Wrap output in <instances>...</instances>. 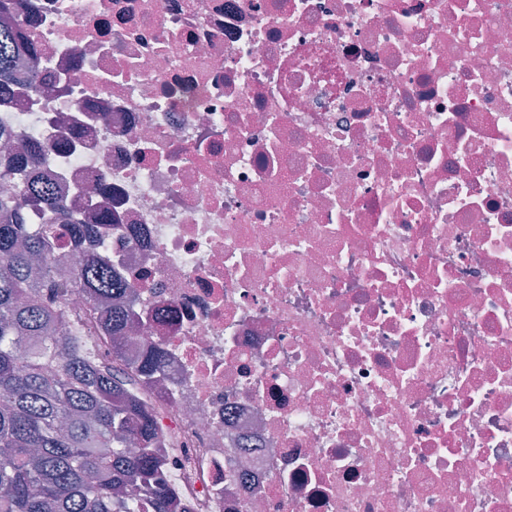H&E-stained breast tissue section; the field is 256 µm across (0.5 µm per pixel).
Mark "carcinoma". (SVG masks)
<instances>
[{"label": "carcinoma", "instance_id": "obj_1", "mask_svg": "<svg viewBox=\"0 0 512 512\" xmlns=\"http://www.w3.org/2000/svg\"><path fill=\"white\" fill-rule=\"evenodd\" d=\"M29 0H0V104L13 94L15 29ZM47 151L37 140L0 155V512H189L164 473L178 445L149 390L169 352L147 344L129 361L132 286L101 255L62 269L67 247L95 224L64 220L70 204L31 178ZM33 206L45 223L28 226ZM77 291L84 305L74 309Z\"/></svg>", "mask_w": 512, "mask_h": 512}]
</instances>
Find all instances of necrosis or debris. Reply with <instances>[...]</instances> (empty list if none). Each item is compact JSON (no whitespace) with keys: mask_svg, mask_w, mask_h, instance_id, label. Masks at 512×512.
<instances>
[{"mask_svg":"<svg viewBox=\"0 0 512 512\" xmlns=\"http://www.w3.org/2000/svg\"><path fill=\"white\" fill-rule=\"evenodd\" d=\"M0 106L172 340L194 512H512V0H33Z\"/></svg>","mask_w":512,"mask_h":512,"instance_id":"necrosis-or-debris-1","label":"necrosis or debris"}]
</instances>
